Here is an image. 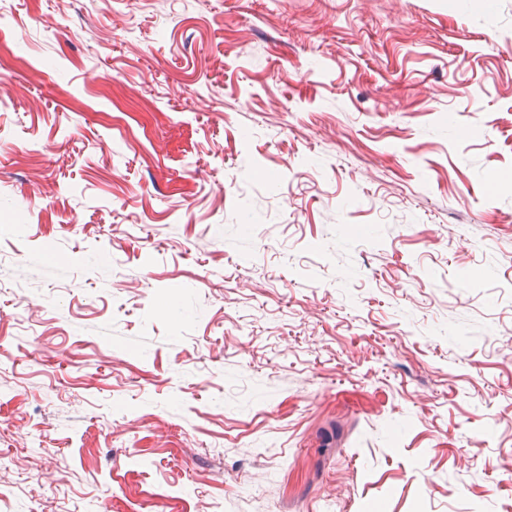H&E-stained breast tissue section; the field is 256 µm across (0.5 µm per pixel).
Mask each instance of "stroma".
<instances>
[{"mask_svg":"<svg viewBox=\"0 0 512 512\" xmlns=\"http://www.w3.org/2000/svg\"><path fill=\"white\" fill-rule=\"evenodd\" d=\"M0 512H512V0H0Z\"/></svg>","mask_w":512,"mask_h":512,"instance_id":"obj_1","label":"stroma"}]
</instances>
